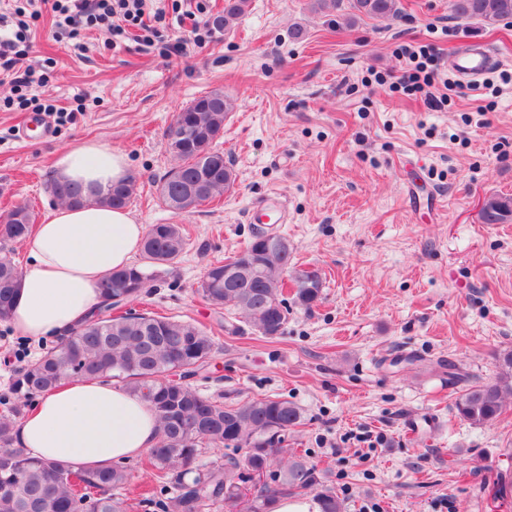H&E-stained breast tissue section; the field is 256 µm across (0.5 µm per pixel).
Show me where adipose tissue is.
I'll return each mask as SVG.
<instances>
[{"label":"adipose tissue","mask_w":512,"mask_h":512,"mask_svg":"<svg viewBox=\"0 0 512 512\" xmlns=\"http://www.w3.org/2000/svg\"><path fill=\"white\" fill-rule=\"evenodd\" d=\"M128 168L126 155L88 140L59 153L54 178L105 189L126 180ZM145 233L124 210L55 208L24 242L29 262L9 317L13 330L33 340L61 338L90 321L101 306L100 281L129 264ZM158 438L148 403L112 383L75 378L41 395L15 445L40 460L96 469L137 457Z\"/></svg>","instance_id":"ef3b65f1"}]
</instances>
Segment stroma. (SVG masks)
Returning a JSON list of instances; mask_svg holds the SVG:
<instances>
[{"mask_svg": "<svg viewBox=\"0 0 512 512\" xmlns=\"http://www.w3.org/2000/svg\"><path fill=\"white\" fill-rule=\"evenodd\" d=\"M313 4L249 0L231 29H213L183 57L167 52L177 21L149 47L93 28L80 51L43 9L18 66L76 115L50 139H21L32 111L13 106L0 76V214L22 204L44 220L54 159L68 145L93 139L124 153L137 182L128 212L140 224L182 225L187 238L170 274L127 309L214 337L218 350L192 388L227 403L295 402L304 423L287 444L323 470L346 512H512V498L494 497L501 473H512V402L493 425L461 420L460 387L444 367L487 380L512 349V223H483L479 209L486 197H512V20L488 26L455 19L448 0H400L395 20L350 24ZM471 38L507 66L457 88L438 111L393 90L402 46L431 44L445 59ZM215 90L235 105L217 142L235 185L177 214L156 192L176 164L163 134ZM271 198L286 208L278 230L292 271L318 270L323 291L265 337L196 288L207 264L246 246L253 206ZM50 345L0 320V396Z\"/></svg>", "mask_w": 512, "mask_h": 512, "instance_id": "obj_1", "label": "stroma"}]
</instances>
